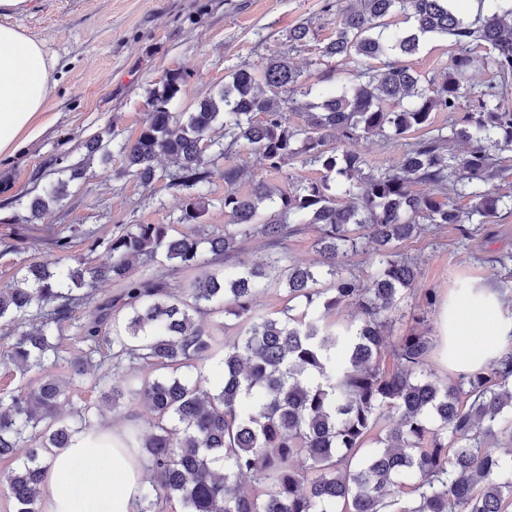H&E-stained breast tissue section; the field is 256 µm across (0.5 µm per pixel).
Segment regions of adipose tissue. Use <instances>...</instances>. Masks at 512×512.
Wrapping results in <instances>:
<instances>
[{
	"mask_svg": "<svg viewBox=\"0 0 512 512\" xmlns=\"http://www.w3.org/2000/svg\"><path fill=\"white\" fill-rule=\"evenodd\" d=\"M31 0H0V154L17 151L40 131L52 61L41 42L9 24ZM448 364L483 365L488 346L512 333V296L483 283L449 298L443 312ZM144 470L111 425L97 427L54 456L40 487L43 512H136Z\"/></svg>",
	"mask_w": 512,
	"mask_h": 512,
	"instance_id": "obj_1",
	"label": "adipose tissue"
}]
</instances>
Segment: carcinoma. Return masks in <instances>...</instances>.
Here are the masks:
<instances>
[{"mask_svg": "<svg viewBox=\"0 0 512 512\" xmlns=\"http://www.w3.org/2000/svg\"><path fill=\"white\" fill-rule=\"evenodd\" d=\"M468 20L450 0H347L333 38L319 59L336 60L339 90L313 91L301 70L274 56L259 72L240 68L224 86L188 113L172 111L188 75H167L148 101L137 137L121 146L124 172L145 186L157 163H174L173 185L189 190L177 220L130 224L95 238L110 260L95 268L32 263L12 288L0 289V320L15 324L9 364L40 375L37 386L0 393V458L26 449L15 468L0 472V494L11 512H41L39 487L55 451L91 427L58 409L67 386L48 368L59 360L56 333L81 305L93 307L79 326L87 351L69 362L80 376L107 348L112 408L136 418L139 403L154 421L132 428L126 447L138 449L146 471L137 512H512V333L479 368L448 377L429 366L433 338L412 329L387 341L393 309L414 291L418 269L399 246L442 225L471 235V224H494L512 214V194L496 182L512 174V0H480ZM410 22L400 28L393 18ZM435 36L455 41L458 53L440 78L421 79L402 57ZM485 49L479 55L476 48ZM489 66L497 82L467 90L470 71ZM469 102L462 122L454 116ZM297 112L300 125L286 123ZM435 111L448 113L449 132L430 129ZM418 133L396 160L364 173L365 157L340 151L346 141ZM469 145L462 154L450 142ZM217 147L206 155L204 142ZM260 164L281 170L298 163L324 171L295 191L254 182L250 194L224 193V228L201 236L194 225L206 210L214 167L239 142ZM86 164L49 183L29 202V220H44L83 177ZM416 185L430 187L427 193ZM312 224L321 260L302 266L286 242ZM260 235L274 250L218 274L206 269L202 245L231 257L242 241ZM376 245V270L364 279L345 260ZM195 267L199 276L181 295L162 283L136 278L133 265L150 268L158 257ZM498 288L512 292V253L494 257ZM123 286L127 311L113 323L115 302L95 303L85 287L101 280ZM283 284L285 306L256 309L262 289ZM356 306L358 319L330 321ZM203 311L236 320L233 343L226 324L203 330ZM219 359L223 378L207 388L206 363ZM140 366L158 374L141 378Z\"/></svg>", "mask_w": 512, "mask_h": 512, "instance_id": "cac0c4a2", "label": "carcinoma"}]
</instances>
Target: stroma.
<instances>
[{
  "mask_svg": "<svg viewBox=\"0 0 512 512\" xmlns=\"http://www.w3.org/2000/svg\"><path fill=\"white\" fill-rule=\"evenodd\" d=\"M325 0H32L30 9L13 22L42 41L54 60L50 91L42 114L43 132L12 154L0 155V288L13 286L33 262L52 261L59 253L53 244L57 232L71 239V264L100 266L109 260L104 249L89 250L87 236L110 237L125 224L176 223L187 200L186 190L160 180L143 186L123 172L121 145L137 136L151 92L161 87L172 70L187 73L188 83L174 103L176 111H192L196 101L216 90L231 72L261 70L269 58L284 55L299 67L307 84L317 83L321 67L318 49L333 36L337 10H326ZM308 26L306 42H289L288 33ZM457 47L452 39L433 37L408 64L429 78L451 61ZM102 135L107 156H95L83 179L71 183L69 196L45 223H29V200L58 177L57 159L84 161L86 141ZM219 168L235 166L244 176L235 189L248 192L253 181L287 188V170L260 166L251 145L239 143ZM419 268L413 295L393 313L386 334L403 335L408 312L425 313L437 346L432 364L438 375L449 374L441 314L460 284H496L490 259L512 252V215L478 227L461 239L454 226L413 238L401 246ZM437 289L435 305L424 294ZM85 308L64 327L62 360L55 373L70 380V401L64 416L90 406L93 423H112L126 431L123 412L103 399L111 382L106 366L89 368L71 377L67 361L85 346L76 334Z\"/></svg>",
  "mask_w": 512,
  "mask_h": 512,
  "instance_id": "1",
  "label": "stroma"
}]
</instances>
